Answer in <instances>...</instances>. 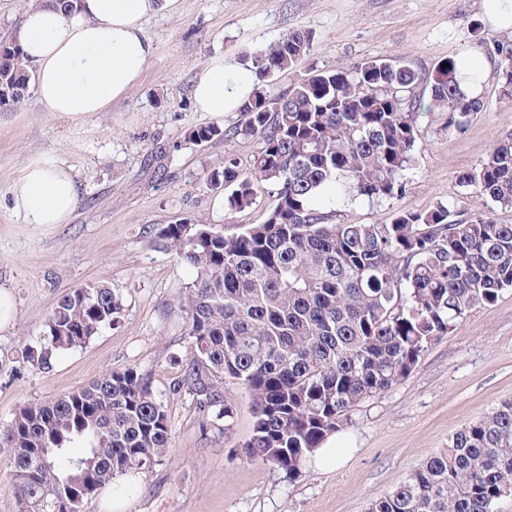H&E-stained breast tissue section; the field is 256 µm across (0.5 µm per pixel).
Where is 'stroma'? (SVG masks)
Returning <instances> with one entry per match:
<instances>
[{
  "instance_id": "1",
  "label": "stroma",
  "mask_w": 512,
  "mask_h": 512,
  "mask_svg": "<svg viewBox=\"0 0 512 512\" xmlns=\"http://www.w3.org/2000/svg\"><path fill=\"white\" fill-rule=\"evenodd\" d=\"M294 30L312 32L313 49L268 79L269 94L315 69L382 58L419 72L415 94L425 102L438 65L475 49L478 35L489 32L477 0H180L177 14L148 21L156 53L140 85L106 111L80 118L47 112L31 94L17 110L0 112V286L11 295L0 327V430L24 406L130 367L150 377L169 418L161 464L140 474L130 492L104 488L83 512H113L116 497L122 512H368L454 432L512 400V288L469 312L408 377L352 412L337 434L342 461L331 470L308 464L291 481L237 453L253 424L239 385L224 387L236 406L227 428L204 424L191 397L174 391L192 353L179 301L195 273L157 245L158 230L188 219L231 231L264 222L274 203L265 184L248 207L233 210L223 190L207 186L227 159L248 167L259 142L191 141L196 127L240 122L236 112L196 111L192 89L214 62L244 64ZM482 95L483 111L460 131L449 129L447 113L422 112L405 193L379 203L349 199L341 222L386 224L396 213L444 204L512 224V208L484 203L458 182L512 129V101L500 95L497 78ZM45 160L71 169L79 206L64 224L21 223L11 188L26 167ZM102 283L122 300L118 323L59 356L52 369L23 364V346L42 337L58 300Z\"/></svg>"
}]
</instances>
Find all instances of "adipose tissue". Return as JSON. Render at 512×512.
Listing matches in <instances>:
<instances>
[{"instance_id": "obj_1", "label": "adipose tissue", "mask_w": 512, "mask_h": 512, "mask_svg": "<svg viewBox=\"0 0 512 512\" xmlns=\"http://www.w3.org/2000/svg\"><path fill=\"white\" fill-rule=\"evenodd\" d=\"M179 0H79L67 14L53 0H37L15 38L35 68V92L45 111L74 117L103 112L141 82L155 53L145 22L177 12ZM249 67L216 62L196 81L200 112H234L254 89ZM14 210L26 224H63L78 205L69 168L47 161L28 166L11 188Z\"/></svg>"}]
</instances>
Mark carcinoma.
<instances>
[{
	"instance_id": "obj_1",
	"label": "carcinoma",
	"mask_w": 512,
	"mask_h": 512,
	"mask_svg": "<svg viewBox=\"0 0 512 512\" xmlns=\"http://www.w3.org/2000/svg\"><path fill=\"white\" fill-rule=\"evenodd\" d=\"M313 37L292 31L250 57L258 83L231 129L201 126L190 138L261 141L250 169L233 160L219 179L232 209L266 182L275 205L262 224L218 230L199 221L167 224L157 238L196 271L180 300L192 357L174 390L207 423L229 428L234 405L224 380L247 393L253 414L245 456L292 479L364 401L392 388L468 312L512 287V224L464 216L441 204L397 214L388 224L337 221L347 197L381 202L406 191L414 159L417 102L403 93L419 74L387 60L317 69L272 96L269 73L292 69ZM500 94L512 99V45L483 37ZM32 75L19 44L0 42V110L20 106ZM431 102L462 130L483 110L459 87L456 59L430 81ZM411 107H406V104ZM461 186L512 208V131ZM122 302L106 284L64 295L43 338L21 359L49 370L118 322ZM167 411L135 368L107 374L46 405L21 408L0 432L9 452L19 512H82L84 503L135 470L163 460ZM512 495V400L456 432L368 512H493Z\"/></svg>"
}]
</instances>
